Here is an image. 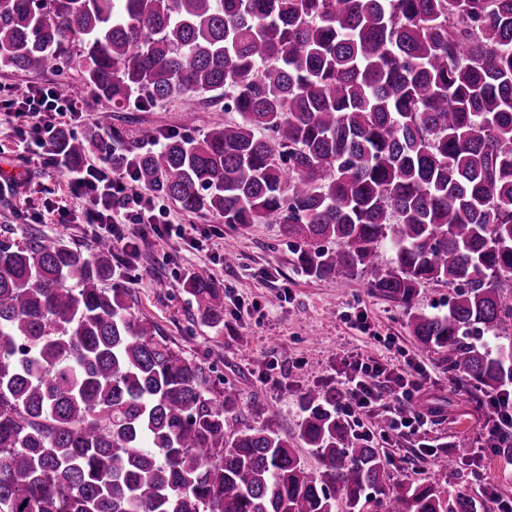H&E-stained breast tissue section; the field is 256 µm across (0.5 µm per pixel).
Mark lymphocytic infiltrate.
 <instances>
[{"instance_id": "obj_1", "label": "lymphocytic infiltrate", "mask_w": 512, "mask_h": 512, "mask_svg": "<svg viewBox=\"0 0 512 512\" xmlns=\"http://www.w3.org/2000/svg\"><path fill=\"white\" fill-rule=\"evenodd\" d=\"M0 102L24 122L17 129V141L24 153L33 160L59 167L61 153L53 149L57 126L52 116H67L77 121L83 118L79 100L63 96L55 86L34 84L23 95L11 88L0 89ZM71 192L87 203L85 221L95 236L122 246L129 255L136 254L143 240H163L182 235V225L169 223L157 213L152 195L134 189L135 179L129 169H115L110 157L101 156L67 172ZM139 227L137 237L125 233L127 225ZM426 376L422 368L407 363L397 371L372 358L352 357L340 381L338 392L340 412L354 427H362L364 418L374 416L384 406L385 398H393L400 408L391 415L393 429L424 427L434 419L430 408L414 410L421 396Z\"/></svg>"}]
</instances>
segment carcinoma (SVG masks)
Returning <instances> with one entry per match:
<instances>
[{"label":"carcinoma","mask_w":512,"mask_h":512,"mask_svg":"<svg viewBox=\"0 0 512 512\" xmlns=\"http://www.w3.org/2000/svg\"><path fill=\"white\" fill-rule=\"evenodd\" d=\"M73 44L78 97L210 93L240 116L126 153L140 185L280 225L309 276L368 273L449 372L484 395L512 383V0H0V65L41 74ZM108 123L58 144L82 159ZM112 276L108 243L0 242V512H487L436 478L390 482L334 391L303 395L291 438L272 408L228 430L237 394L213 397ZM431 282L455 288L445 313L415 307ZM181 286L224 323V289Z\"/></svg>","instance_id":"carcinoma-1"}]
</instances>
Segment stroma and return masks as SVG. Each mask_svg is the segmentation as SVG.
<instances>
[{
	"label": "stroma",
	"instance_id": "35a3bbf8",
	"mask_svg": "<svg viewBox=\"0 0 512 512\" xmlns=\"http://www.w3.org/2000/svg\"><path fill=\"white\" fill-rule=\"evenodd\" d=\"M79 80L73 49L55 69L37 76L0 67V86L15 89L33 82ZM238 118L205 94L195 99L189 112L178 100L120 110L112 113L111 127L102 132L93 153L130 145L142 127L199 139L213 126ZM17 123V118L0 114V171L14 172L22 180L17 192L0 196V240L20 243L36 230L54 235L56 208L78 217L85 204L55 169L21 162L14 136ZM156 203L173 222L184 225V236L141 244L132 260L121 248H113L114 278L128 284L127 302L134 317L150 320L174 350L208 366L217 391L237 392L231 428L258 425L273 403L279 431L293 435L302 419L303 394L335 389L344 358L360 353L386 361L391 347L397 346L423 365L424 398L437 417L416 433L375 438L391 480L432 476L435 458L445 455L457 462L448 473L450 489L484 503L492 490L512 500V461L487 447V407L471 403L468 382L449 373L441 355L417 351L402 307L374 292L367 274L343 280L310 277L297 264L295 241L279 225L227 224L216 216L183 212L164 197ZM228 246L238 255L236 265L224 263ZM189 272L210 277L223 288V326L200 321L195 300L180 286ZM480 448L485 458L478 463L474 454Z\"/></svg>",
	"mask_w": 512,
	"mask_h": 512
}]
</instances>
